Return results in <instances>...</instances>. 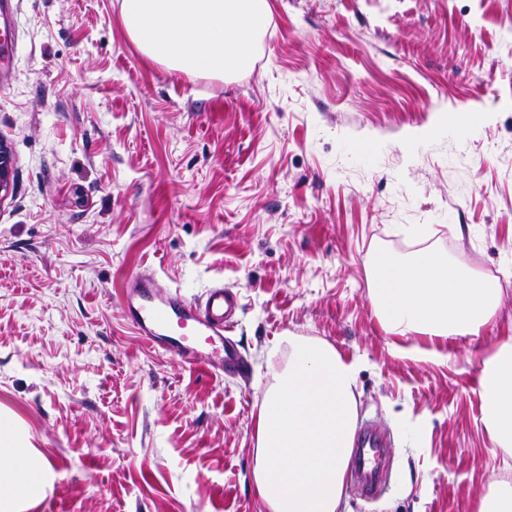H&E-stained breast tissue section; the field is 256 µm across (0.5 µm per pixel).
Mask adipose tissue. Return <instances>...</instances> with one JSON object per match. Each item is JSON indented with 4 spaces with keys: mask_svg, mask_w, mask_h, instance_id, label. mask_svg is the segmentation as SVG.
<instances>
[{
    "mask_svg": "<svg viewBox=\"0 0 512 512\" xmlns=\"http://www.w3.org/2000/svg\"><path fill=\"white\" fill-rule=\"evenodd\" d=\"M130 39L149 59L218 78L248 70L271 23L269 0H120ZM370 297L385 330L408 338L476 336L500 290L479 272L452 266L436 249L371 263ZM284 364L271 366L259 407L253 482L267 512H339L357 419V367L327 342L286 336ZM483 424L492 449L512 455V341L481 362ZM33 459L0 427V512L29 496Z\"/></svg>",
    "mask_w": 512,
    "mask_h": 512,
    "instance_id": "obj_1",
    "label": "adipose tissue"
}]
</instances>
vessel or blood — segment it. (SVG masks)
Wrapping results in <instances>:
<instances>
[{
    "instance_id": "1",
    "label": "vessel or blood",
    "mask_w": 512,
    "mask_h": 512,
    "mask_svg": "<svg viewBox=\"0 0 512 512\" xmlns=\"http://www.w3.org/2000/svg\"><path fill=\"white\" fill-rule=\"evenodd\" d=\"M131 286L132 293L124 299L125 315L149 349L212 372L241 369L238 351L224 335L238 308L236 293L216 285L201 299L190 300L180 289L163 287L154 276L142 274ZM355 445L350 482L379 492L380 475L370 459L380 456L381 449L372 430L359 428Z\"/></svg>"
}]
</instances>
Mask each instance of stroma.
Returning <instances> with one entry per match:
<instances>
[{
	"label": "stroma",
	"mask_w": 512,
	"mask_h": 512,
	"mask_svg": "<svg viewBox=\"0 0 512 512\" xmlns=\"http://www.w3.org/2000/svg\"><path fill=\"white\" fill-rule=\"evenodd\" d=\"M252 67L221 80L136 47L120 0H0V419L44 487L13 512H264L256 418L285 335L358 368L390 481L340 512H477L512 481L480 361L512 340V0H270ZM436 230L499 278L477 336L386 332L365 261ZM237 292L245 375L150 350L134 275ZM426 358L405 355L407 347ZM12 167V152L6 142L0 139V200L6 197L10 192Z\"/></svg>",
	"instance_id": "1"
}]
</instances>
